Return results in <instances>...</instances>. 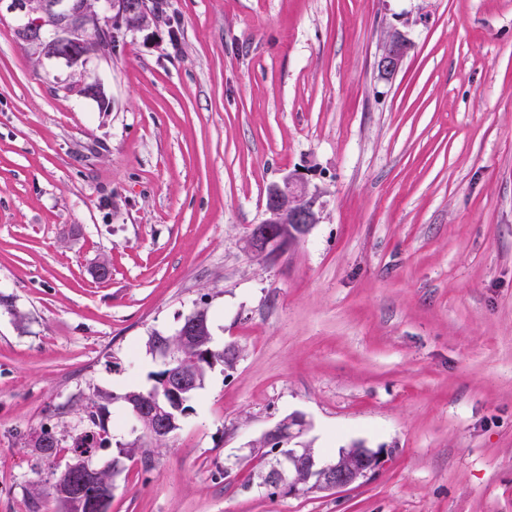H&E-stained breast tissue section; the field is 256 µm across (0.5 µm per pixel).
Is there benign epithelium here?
<instances>
[{
  "label": "benign epithelium",
  "mask_w": 512,
  "mask_h": 512,
  "mask_svg": "<svg viewBox=\"0 0 512 512\" xmlns=\"http://www.w3.org/2000/svg\"><path fill=\"white\" fill-rule=\"evenodd\" d=\"M100 10L94 18L88 17V0H39L32 7V0H7V10L15 15L16 32L28 49L67 71L61 81L65 90L78 87L85 96H102L101 88L87 85L83 81L88 62L107 58L102 46L93 53L80 50L90 39L95 27L113 18H121L133 11L153 18L148 0H139L136 9L129 7L128 0H97ZM408 42L403 35L393 33L388 37L384 52L377 63L379 76L389 80L400 70L407 55ZM319 221L314 202L302 182L290 174L282 182L269 188L264 219L254 225L244 240L248 253L276 259L295 247ZM206 328L199 310L186 316L179 328L184 340ZM148 348L165 366L174 363V352L163 345L159 336L152 337ZM198 386L197 379L181 372L170 370L163 378V390L128 402L133 420V429L152 438L168 434L177 426L171 405L183 403ZM309 423L304 416L294 414L277 423L265 432L262 447L250 448V454L259 462L257 487L273 489L288 496L310 491H338L366 478L382 463L383 449L373 450L362 445L341 448L329 459L321 458L305 441ZM95 454L81 456L77 466L82 476V487L74 486L73 475L68 483L73 485L71 498L79 512H103L110 490L97 487L88 492L83 486H92L96 474Z\"/></svg>",
  "instance_id": "benign-epithelium-1"
}]
</instances>
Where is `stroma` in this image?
<instances>
[{
    "instance_id": "1",
    "label": "stroma",
    "mask_w": 512,
    "mask_h": 512,
    "mask_svg": "<svg viewBox=\"0 0 512 512\" xmlns=\"http://www.w3.org/2000/svg\"><path fill=\"white\" fill-rule=\"evenodd\" d=\"M160 3L88 65L101 100L0 11V512H54L68 454L28 440L101 393L108 512H512V0ZM288 173L319 221L272 262L242 246ZM200 307L238 357L159 448L124 395ZM294 413L384 464L268 496L249 449ZM408 42L400 33L388 37L384 52L377 63L379 76L389 80L400 70L407 55Z\"/></svg>"
}]
</instances>
